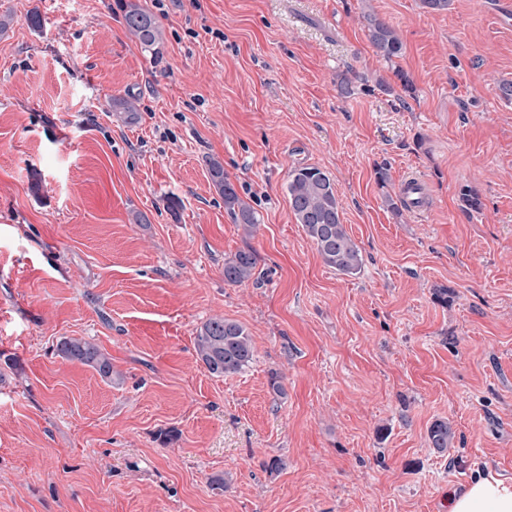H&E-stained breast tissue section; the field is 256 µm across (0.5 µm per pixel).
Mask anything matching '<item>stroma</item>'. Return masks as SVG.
<instances>
[{"mask_svg": "<svg viewBox=\"0 0 512 512\" xmlns=\"http://www.w3.org/2000/svg\"><path fill=\"white\" fill-rule=\"evenodd\" d=\"M142 2L157 55L119 0H0V512H448L473 479L512 480L501 0ZM367 8L398 28L414 94L375 86L393 74ZM211 158L258 213L252 236ZM301 166L333 178L360 274L326 267L297 224ZM409 173L432 206L397 215L383 195ZM465 185L480 212L461 209ZM246 248L255 280L225 283ZM217 316L253 339L244 373L196 358ZM64 337L99 345L111 380L60 357ZM123 19L129 33L142 48L157 54L163 44V32L154 15L140 0H120ZM208 171L214 187L224 197V209L246 234L252 235L259 224L257 212L239 196L235 186L224 176V167L218 160L208 162ZM428 440L431 448L438 452H446L451 447L453 431L448 420L438 419L432 423L428 432Z\"/></svg>", "mask_w": 512, "mask_h": 512, "instance_id": "stroma-1", "label": "stroma"}]
</instances>
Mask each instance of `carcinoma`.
<instances>
[{
	"label": "carcinoma",
	"instance_id": "carcinoma-1",
	"mask_svg": "<svg viewBox=\"0 0 512 512\" xmlns=\"http://www.w3.org/2000/svg\"><path fill=\"white\" fill-rule=\"evenodd\" d=\"M123 19L129 33L145 50L157 54L163 44V32L154 15L140 0H122ZM367 36L376 55L394 66V75L404 91L413 92L408 74L395 66L403 57L405 46L398 30L372 12L363 15ZM208 171L216 190L224 197V209L243 231L254 233L259 216L239 196L235 186L224 176L223 165L213 159ZM288 199L297 223L301 224L313 242L323 263L344 274L356 275L363 265L362 252L352 239L341 218V202L333 179L318 167H299L288 175ZM462 209L479 211L478 194L464 186L459 190ZM257 257L250 250H240L224 260V282L241 285L256 275ZM194 349L197 360L216 377L243 373L252 363L254 344L246 328L240 323L215 317L196 330ZM62 358L80 363L96 371L102 378L112 380V361L97 344L82 338H64L58 344ZM430 447L443 453L453 440L451 425L446 419L432 423L428 432Z\"/></svg>",
	"mask_w": 512,
	"mask_h": 512
}]
</instances>
